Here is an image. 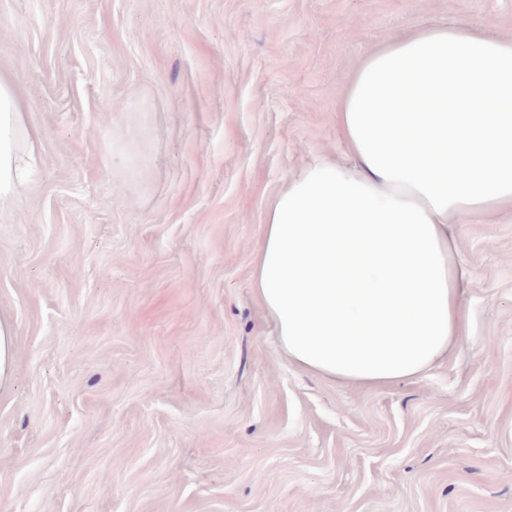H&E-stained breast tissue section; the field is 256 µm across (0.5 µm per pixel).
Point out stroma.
<instances>
[{"mask_svg":"<svg viewBox=\"0 0 512 512\" xmlns=\"http://www.w3.org/2000/svg\"><path fill=\"white\" fill-rule=\"evenodd\" d=\"M478 21L512 0H0L42 138L0 205V512H512V213L452 225L466 332L386 388L288 363L250 282L362 58ZM14 336L16 330L13 323L0 317V390L6 389L13 377Z\"/></svg>","mask_w":512,"mask_h":512,"instance_id":"1","label":"stroma"}]
</instances>
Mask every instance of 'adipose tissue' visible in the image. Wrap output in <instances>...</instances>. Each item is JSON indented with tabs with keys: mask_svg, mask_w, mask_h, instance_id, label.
<instances>
[{
	"mask_svg": "<svg viewBox=\"0 0 512 512\" xmlns=\"http://www.w3.org/2000/svg\"><path fill=\"white\" fill-rule=\"evenodd\" d=\"M348 160L290 179L251 283L289 361L382 388L461 335L470 272L454 224L512 209V38L418 27L379 44L336 107ZM41 135L0 73V205L28 184Z\"/></svg>",
	"mask_w": 512,
	"mask_h": 512,
	"instance_id": "ef3b65f1",
	"label": "adipose tissue"
}]
</instances>
